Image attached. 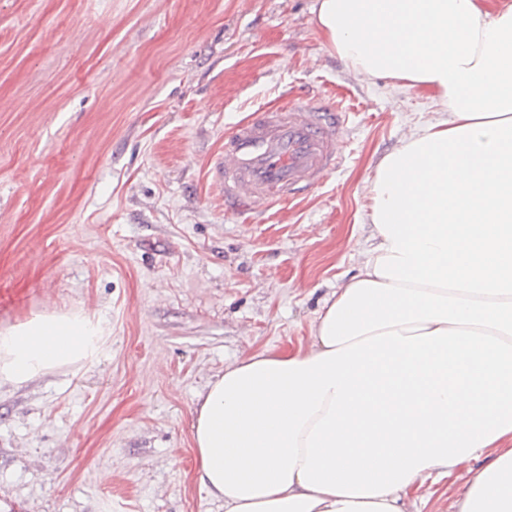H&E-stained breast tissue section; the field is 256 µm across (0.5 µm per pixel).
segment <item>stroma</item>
Segmentation results:
<instances>
[{"label":"stroma","mask_w":512,"mask_h":512,"mask_svg":"<svg viewBox=\"0 0 512 512\" xmlns=\"http://www.w3.org/2000/svg\"><path fill=\"white\" fill-rule=\"evenodd\" d=\"M315 0H0V329L82 312L94 363L0 382V512H224L195 407L226 365L307 344L360 268L368 184L444 118L349 70ZM345 112L343 163L263 214L224 209V136L281 98Z\"/></svg>","instance_id":"obj_1"}]
</instances>
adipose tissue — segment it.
Here are the masks:
<instances>
[{
    "label": "adipose tissue",
    "mask_w": 512,
    "mask_h": 512,
    "mask_svg": "<svg viewBox=\"0 0 512 512\" xmlns=\"http://www.w3.org/2000/svg\"><path fill=\"white\" fill-rule=\"evenodd\" d=\"M350 70L434 88L446 119L368 185L372 246L307 345L225 366L200 397L201 482L224 512H512V0H318ZM100 325L0 330V381L97 356Z\"/></svg>",
    "instance_id": "adipose-tissue-1"
}]
</instances>
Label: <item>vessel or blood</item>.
Segmentation results:
<instances>
[{
    "instance_id": "1",
    "label": "vessel or blood",
    "mask_w": 512,
    "mask_h": 512,
    "mask_svg": "<svg viewBox=\"0 0 512 512\" xmlns=\"http://www.w3.org/2000/svg\"><path fill=\"white\" fill-rule=\"evenodd\" d=\"M342 113L323 101L261 107L224 138V208L265 212L320 184L342 163Z\"/></svg>"
}]
</instances>
